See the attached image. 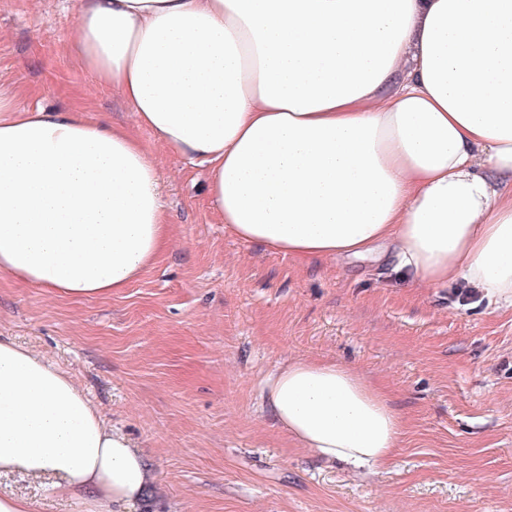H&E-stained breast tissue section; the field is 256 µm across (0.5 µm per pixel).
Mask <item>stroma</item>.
Here are the masks:
<instances>
[{"label": "stroma", "mask_w": 512, "mask_h": 512, "mask_svg": "<svg viewBox=\"0 0 512 512\" xmlns=\"http://www.w3.org/2000/svg\"><path fill=\"white\" fill-rule=\"evenodd\" d=\"M79 0H0V93L124 124L155 160L168 242L128 288L71 299L0 272V336L57 365L150 465L135 512H512V307L393 264L307 262L242 241L207 171L164 147L69 55ZM296 358L382 385L404 434L386 469L298 447L260 408ZM49 477L0 476L35 512H81Z\"/></svg>", "instance_id": "35a3bbf8"}]
</instances>
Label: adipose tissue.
Instances as JSON below:
<instances>
[{
  "mask_svg": "<svg viewBox=\"0 0 512 512\" xmlns=\"http://www.w3.org/2000/svg\"><path fill=\"white\" fill-rule=\"evenodd\" d=\"M73 63L207 168L234 236L298 259L394 261L512 305V0H81ZM157 167L125 129L0 96V271L72 299L162 252ZM262 398L326 460L386 467V389L296 359ZM134 512L149 465L54 364L0 338V475Z\"/></svg>",
  "mask_w": 512,
  "mask_h": 512,
  "instance_id": "1",
  "label": "adipose tissue"
}]
</instances>
